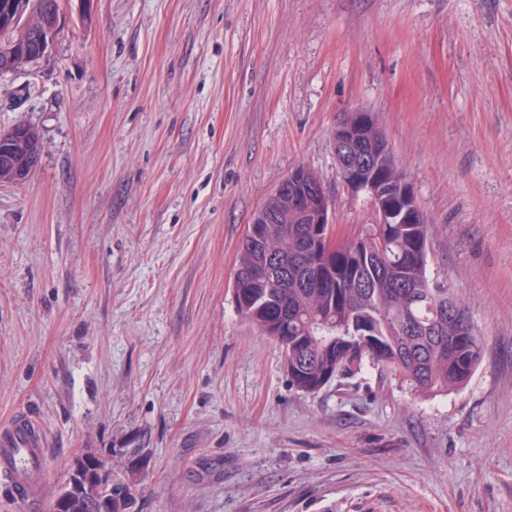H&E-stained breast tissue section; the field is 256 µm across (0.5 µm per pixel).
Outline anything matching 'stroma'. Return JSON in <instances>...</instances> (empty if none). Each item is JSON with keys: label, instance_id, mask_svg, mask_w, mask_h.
I'll use <instances>...</instances> for the list:
<instances>
[{"label": "stroma", "instance_id": "1", "mask_svg": "<svg viewBox=\"0 0 512 512\" xmlns=\"http://www.w3.org/2000/svg\"><path fill=\"white\" fill-rule=\"evenodd\" d=\"M46 57L0 75V131L42 156L0 182V422L46 441L51 512L103 460L130 512H512V0H60ZM373 112L430 224L432 278L486 350L417 397L371 364L319 393L232 286L294 167L335 231L374 220L330 133ZM35 135L31 128L28 126H20V127H13L9 129L5 133L0 134V142L5 138V141L8 143H18L23 149L28 150V153H30L29 158V165H30V173L37 167L39 163L40 158V142L39 140H35ZM25 150H22L19 146H10L9 148H6L2 152L1 157V148H0V170L1 165L2 168L5 171H8L9 169H12L17 174H25L28 167H24L22 169H19L17 165L14 163V151H22L25 152ZM29 174H25L23 177L18 178L16 180V184H21L28 178Z\"/></svg>", "mask_w": 512, "mask_h": 512}]
</instances>
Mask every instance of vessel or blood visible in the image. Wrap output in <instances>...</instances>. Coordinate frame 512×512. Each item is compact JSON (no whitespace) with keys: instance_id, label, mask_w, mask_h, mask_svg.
I'll list each match as a JSON object with an SVG mask.
<instances>
[{"instance_id":"1","label":"vessel or blood","mask_w":512,"mask_h":512,"mask_svg":"<svg viewBox=\"0 0 512 512\" xmlns=\"http://www.w3.org/2000/svg\"><path fill=\"white\" fill-rule=\"evenodd\" d=\"M45 447L44 435L31 419L18 416L0 424V483L7 485L18 500H35L29 473L41 466Z\"/></svg>"}]
</instances>
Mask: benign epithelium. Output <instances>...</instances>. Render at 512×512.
<instances>
[{
    "label": "benign epithelium",
    "mask_w": 512,
    "mask_h": 512,
    "mask_svg": "<svg viewBox=\"0 0 512 512\" xmlns=\"http://www.w3.org/2000/svg\"><path fill=\"white\" fill-rule=\"evenodd\" d=\"M60 21L56 6H47L41 0H11L6 10L0 13V37L18 44L29 42L28 36L35 35L37 46L34 50L23 53L12 50L0 58V73H10L18 64L28 65L43 58L49 51ZM367 132V126L358 121L349 126L333 128L331 140L334 146L336 164L344 184L354 192H365L372 202L375 224H394L396 214L386 202L387 189L381 185L380 180L369 175L368 167L375 158L385 160L395 173L396 186L400 199L404 205L410 223L414 224L422 217L423 211L418 205L412 183L401 172L396 164L390 145L380 144L373 155L355 161L351 159V150L360 143ZM4 140L11 147L0 153V167L4 170H13L21 175L16 183L26 181L24 173L27 168H18L14 163V152L25 149L30 153V169H35L40 158V142L28 126L13 127L0 134V141ZM276 204L273 219L286 221L288 218H297L298 210L306 209L316 224L327 225L323 245L327 249L334 247L335 234L332 233L334 224V211L332 199L324 186L317 181V175L308 167L300 165L293 168L281 181L278 187L270 194Z\"/></svg>",
    "instance_id": "1"
}]
</instances>
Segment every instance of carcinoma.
I'll list each match as a JSON object with an SVG mask.
<instances>
[{
	"label": "carcinoma",
	"mask_w": 512,
	"mask_h": 512,
	"mask_svg": "<svg viewBox=\"0 0 512 512\" xmlns=\"http://www.w3.org/2000/svg\"><path fill=\"white\" fill-rule=\"evenodd\" d=\"M317 224H266L245 236L233 282L237 311L282 347L297 389L317 393L363 361L406 381L422 397L463 385L484 355L476 329L448 321L464 303L429 272V224H366L325 250ZM67 512H128L131 487L112 482L96 458Z\"/></svg>",
	"instance_id": "carcinoma-1"
}]
</instances>
